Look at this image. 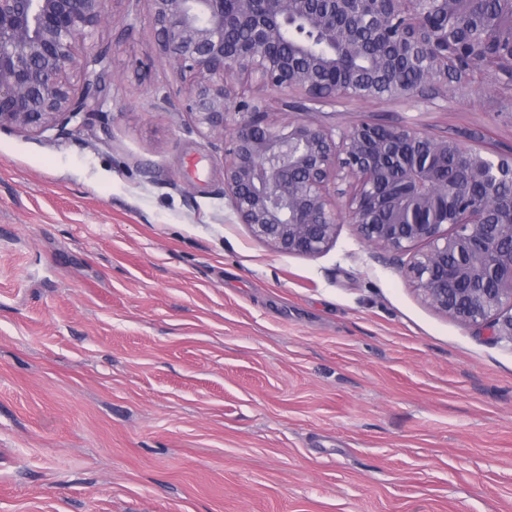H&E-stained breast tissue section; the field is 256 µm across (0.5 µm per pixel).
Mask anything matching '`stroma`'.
<instances>
[{
	"label": "stroma",
	"instance_id": "35a3bbf8",
	"mask_svg": "<svg viewBox=\"0 0 512 512\" xmlns=\"http://www.w3.org/2000/svg\"><path fill=\"white\" fill-rule=\"evenodd\" d=\"M107 96L70 134L0 132V512H512V343L425 305L341 225L315 257L252 237L222 156L155 61L145 0ZM480 70L408 125L512 153Z\"/></svg>",
	"mask_w": 512,
	"mask_h": 512
}]
</instances>
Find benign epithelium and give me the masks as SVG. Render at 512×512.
<instances>
[{
    "label": "benign epithelium",
    "mask_w": 512,
    "mask_h": 512,
    "mask_svg": "<svg viewBox=\"0 0 512 512\" xmlns=\"http://www.w3.org/2000/svg\"><path fill=\"white\" fill-rule=\"evenodd\" d=\"M109 0H0V131L59 134L104 97L109 46L86 45ZM158 58L179 78L152 107L186 113L222 153L224 198L239 223L274 251L316 257L342 224L403 263L433 310L512 343V220L496 191L512 155L486 154L410 126L361 121L326 127L308 117L339 97L407 103L462 91L448 78V42L469 37L457 0H145ZM301 20L315 50L290 43ZM377 52L336 83V56ZM415 80L386 90L392 71ZM262 91L247 97L239 82ZM304 118L287 120L293 111ZM461 164L448 180V161Z\"/></svg>",
    "instance_id": "7a95c632"
}]
</instances>
